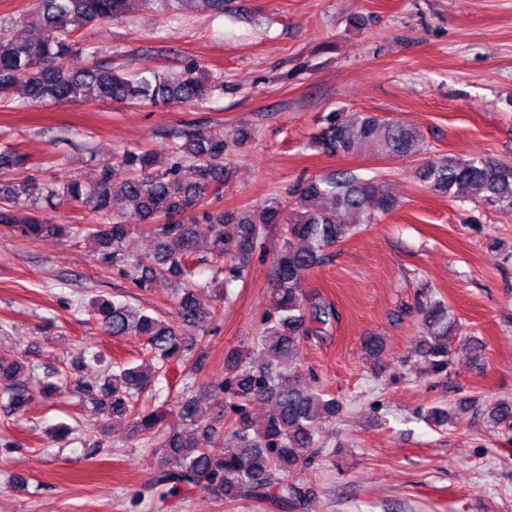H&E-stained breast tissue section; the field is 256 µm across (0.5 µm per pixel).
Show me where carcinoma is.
I'll return each instance as SVG.
<instances>
[{
	"label": "carcinoma",
	"mask_w": 512,
	"mask_h": 512,
	"mask_svg": "<svg viewBox=\"0 0 512 512\" xmlns=\"http://www.w3.org/2000/svg\"><path fill=\"white\" fill-rule=\"evenodd\" d=\"M126 0H36L30 21L42 31L38 40L21 31L0 32V100L21 91L29 103H67L87 100L119 104L148 102L173 107L203 101L214 86L204 83L194 67L169 76L146 70L127 75L107 66L80 70L64 66L45 68L48 56L65 58L78 51L72 35L79 29L110 21L124 13ZM315 141L324 152L350 153L365 142L384 158L415 155L424 149L422 134L395 118L368 112H330ZM224 138L202 130L182 132L170 147V161L155 166L150 151H125L103 162L100 179L86 186L78 180L58 186L18 173L32 166L29 155L16 150L0 152V171L13 178L0 179V224L17 226L31 238L56 235L63 227L43 215L44 206L63 201L91 207L99 222L85 227L98 245V259L119 265L134 285L143 288L163 283L177 294L175 319L152 315L125 302L96 298L91 314L110 336H139L150 347L156 363H117L100 392L90 397L94 413L131 420L132 434L152 439L159 432L167 411L139 404V394L165 377L166 360L193 351L182 337L186 327L197 331L217 316L204 309L197 292L224 287V261L230 276L243 279L255 246L270 230L282 225L281 243L273 256L276 288L273 315L261 339L263 359L250 362L232 380L219 386L233 401L236 418L229 429L203 422L199 399L184 396L173 405L184 426L202 429L209 440L224 445V456L214 458L194 438L173 432L165 448L173 470L159 483L169 494L181 487L218 490L227 499L252 495L305 509L308 502L288 475L311 463L300 449L318 447L317 421L336 417L340 404L318 392H305L299 385L301 337L309 323L324 324L333 317L331 308L307 307L297 272L319 265L324 251L356 234L360 225L346 221L349 213L366 215L365 223L384 217L399 207L398 200L377 180L366 181L353 174L311 179L290 193L291 201L274 197L240 215L203 209L214 187L223 181ZM129 171L121 180L112 177L115 167ZM192 167L195 180L187 182L182 169ZM426 186L448 198L469 199L475 204L512 215V166L493 163L482 156L449 157L428 164L417 172ZM135 213L142 231L155 239L152 253L134 248L135 232L128 214ZM209 233V257H197V224ZM426 335L413 349L426 364V374L438 376L448 370L451 323L445 322L440 306L431 304L424 319ZM290 370H280L282 364ZM62 386L34 378L33 370L20 358L0 359V394L21 408L33 397L50 398ZM275 399L277 411L261 428L251 425L243 406L254 398ZM489 421L512 433V399L495 401Z\"/></svg>",
	"instance_id": "cac0c4a2"
}]
</instances>
